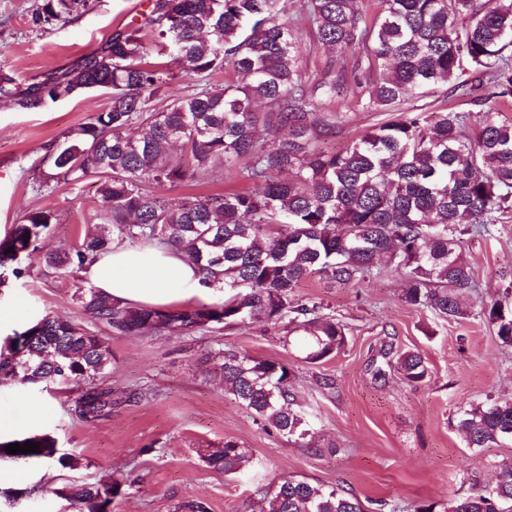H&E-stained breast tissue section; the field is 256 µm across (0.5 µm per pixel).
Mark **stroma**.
<instances>
[{
    "label": "stroma",
    "mask_w": 512,
    "mask_h": 512,
    "mask_svg": "<svg viewBox=\"0 0 512 512\" xmlns=\"http://www.w3.org/2000/svg\"><path fill=\"white\" fill-rule=\"evenodd\" d=\"M41 0H0V75L20 87L40 83L94 51L116 29L140 24L149 0H90L68 22L39 26L33 15ZM307 75L349 71L361 58L354 49L339 55L310 46L299 31ZM366 87L347 85L350 110L345 121L321 140L339 149L380 112L362 111ZM109 94L67 98L37 112H21L0 100V239L29 210L48 208L56 216L42 247L73 245L89 231L88 216L97 178L38 190L41 171L69 132L93 113L106 109ZM475 289L465 318L449 321L400 300L402 283L387 272L361 283H327L310 278L289 298L314 300L322 313L340 320L347 342L318 364L297 360L278 331L261 325L216 333L112 335V363L102 377L112 390V412L93 423L75 413L76 386L29 392L0 382V442L46 433L80 459L62 469L0 457V468L17 470L23 487L41 491L19 500V512H75L56 488L70 483L124 478L126 495L112 512H170L174 502L204 501L209 512H263L260 483L306 478L348 490L360 498L396 504L411 512L424 501L445 502L494 485L502 463L512 461V444L467 447L456 423L461 410L489 396L512 398V348L501 346L492 326L476 309L503 298L512 282V214L495 224L488 237H463ZM29 273L0 287V344L45 315L80 319L72 300L75 282L53 274L40 260ZM291 362L299 402L309 414V434L295 443L265 431L254 414L224 392L222 350ZM420 352L431 376L407 383L395 371L375 375L384 350ZM333 388H323L324 379ZM142 390L140 401L127 399ZM232 440L250 448L260 468L256 475L230 478L209 469L199 449Z\"/></svg>",
    "instance_id": "35a3bbf8"
}]
</instances>
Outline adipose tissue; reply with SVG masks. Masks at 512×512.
Returning a JSON list of instances; mask_svg holds the SVG:
<instances>
[{"label":"adipose tissue","instance_id":"1","mask_svg":"<svg viewBox=\"0 0 512 512\" xmlns=\"http://www.w3.org/2000/svg\"><path fill=\"white\" fill-rule=\"evenodd\" d=\"M114 300L154 308L208 300L201 271L173 249L118 245L87 270Z\"/></svg>","mask_w":512,"mask_h":512}]
</instances>
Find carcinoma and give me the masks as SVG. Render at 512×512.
<instances>
[{"mask_svg": "<svg viewBox=\"0 0 512 512\" xmlns=\"http://www.w3.org/2000/svg\"><path fill=\"white\" fill-rule=\"evenodd\" d=\"M88 0H42L34 21H65ZM367 16L362 0H304L291 22L285 0H154L143 26L125 28L45 84L20 90L0 77V99L33 112L99 83L112 86L102 112L90 115L50 157L45 183L77 184L98 177L90 215L96 231L77 244L42 255L60 277L87 270L112 244L173 248L198 265L204 285L224 299L181 310L115 302L79 284L73 299L96 328L123 336L208 332L263 323L301 359L317 364L345 345L344 326L316 303H290L288 293L314 276L360 282L385 269L403 282L401 300L448 320L467 315L475 288L461 236H488L512 210V0L486 10L477 0H379ZM312 44L338 53L360 49L353 81L369 88L360 101L389 117L339 151L317 147L336 124L326 105L348 83L341 73L303 77L298 28ZM165 54L204 79L231 67L222 86L190 94L168 92L171 69L151 63ZM447 86L470 113L431 100ZM236 171L242 188L188 194L171 205L159 194L197 176L212 182ZM53 211L25 213L0 241V268L20 277L21 260L40 252ZM505 346L512 347V301L480 306ZM106 339L81 323L47 315L0 346V378L32 388L78 387L75 410L86 422L112 411V389L101 377L111 364ZM421 382L429 366L418 351H398L386 369ZM225 391L251 410L266 431L297 440L308 435L290 365L235 350L223 352ZM467 447L512 440V399L487 398L459 414ZM17 457L78 466L47 434ZM226 475L252 464L246 448L227 440L199 450ZM495 486L448 503L425 502L415 512H512V461ZM124 482L77 484L61 496L78 512H111ZM268 512H369L339 487L288 479L264 490Z\"/></svg>", "mask_w": 512, "mask_h": 512, "instance_id": "obj_1", "label": "carcinoma"}]
</instances>
